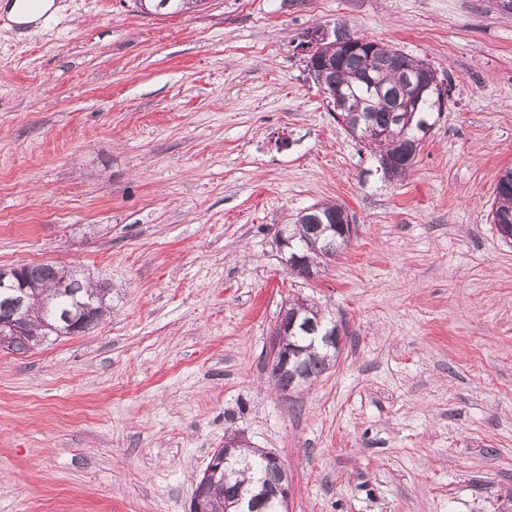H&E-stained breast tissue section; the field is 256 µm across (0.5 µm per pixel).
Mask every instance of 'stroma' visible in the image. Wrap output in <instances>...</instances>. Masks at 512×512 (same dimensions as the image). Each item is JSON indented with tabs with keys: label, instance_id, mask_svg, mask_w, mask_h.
Wrapping results in <instances>:
<instances>
[{
	"label": "stroma",
	"instance_id": "35a3bbf8",
	"mask_svg": "<svg viewBox=\"0 0 512 512\" xmlns=\"http://www.w3.org/2000/svg\"><path fill=\"white\" fill-rule=\"evenodd\" d=\"M0 15V267L112 281L85 333L0 349V512H188L226 433L280 458L292 512H512V10L500 0H55ZM427 60L452 99L386 180L306 71L313 26ZM335 201L307 280L275 230ZM347 333L317 381L264 361L282 304ZM203 0H134L137 8L154 14H178L201 5ZM500 215L511 216L510 224H501L498 222L497 217ZM493 223L496 224L498 232L501 237L503 233L509 234L506 229L510 226V234L512 235V168H507L504 171V177L497 180L496 183V196L494 207L492 208Z\"/></svg>",
	"mask_w": 512,
	"mask_h": 512
}]
</instances>
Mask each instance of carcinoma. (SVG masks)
I'll list each match as a JSON object with an SVG mask.
<instances>
[{
	"label": "carcinoma",
	"instance_id": "cac0c4a2",
	"mask_svg": "<svg viewBox=\"0 0 512 512\" xmlns=\"http://www.w3.org/2000/svg\"><path fill=\"white\" fill-rule=\"evenodd\" d=\"M203 0H134L137 8L154 14H178L201 5ZM412 64V56L401 49L384 46L372 53L365 49L348 48L326 64L311 57L307 62L308 74L320 89L327 92L326 100L336 96L348 100L349 109L344 113L345 123L354 128L358 123L374 131L386 130L411 139L418 135L421 126H432L441 112L435 111L429 101L423 103L413 122L397 124L400 110L407 108L413 89L406 77ZM395 152V176L406 175L420 147L411 150L394 146L389 139L376 140L365 145V149L376 153L381 149ZM343 212L339 204L321 203L304 208L296 215L288 237L299 254L311 264L321 265L335 257L344 241L327 231V225L335 223ZM512 216V168L504 171L497 180L496 196L492 208L493 223L498 232H506L508 225L498 222L499 216ZM320 241L321 253H309L302 249L307 241ZM64 266L37 264L22 266V287L8 295H0V306L10 303L29 314L27 331L9 337L5 343L8 350L21 352L43 343L50 336H68L71 329L85 332L100 322L110 306L107 297L112 292L110 284H92L77 270L69 269L67 280H62ZM310 345L309 331L298 326L285 337V346L303 351ZM331 354L327 349L309 352L288 368V372L275 377L277 388L285 392L318 378L329 365ZM215 472L208 479H199L195 495L203 512H224V499L237 493L249 496L261 467L259 456L252 450H239L237 461L224 464V456L214 455ZM280 496V477L275 469L267 472L265 488L254 498L256 512H276Z\"/></svg>",
	"mask_w": 512,
	"mask_h": 512
}]
</instances>
